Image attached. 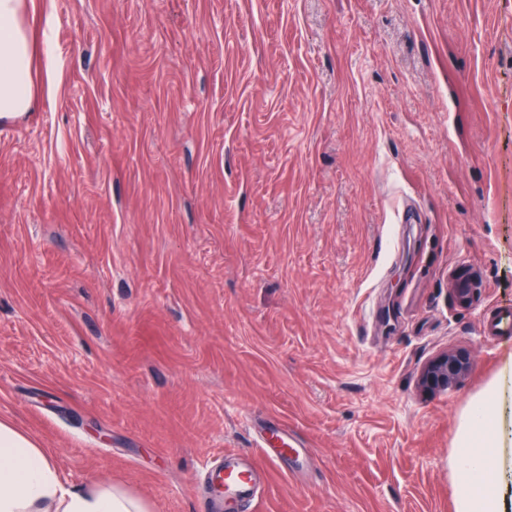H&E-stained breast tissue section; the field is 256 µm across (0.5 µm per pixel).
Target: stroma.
<instances>
[{"label": "stroma", "mask_w": 512, "mask_h": 512, "mask_svg": "<svg viewBox=\"0 0 512 512\" xmlns=\"http://www.w3.org/2000/svg\"><path fill=\"white\" fill-rule=\"evenodd\" d=\"M0 125V417L70 485L204 512L271 425L259 512H454L512 360V0H35ZM475 279L459 305L452 285ZM452 350L472 368L427 391ZM471 368L469 355L464 351H446L423 368L421 385L429 389L445 390L456 384Z\"/></svg>", "instance_id": "35a3bbf8"}]
</instances>
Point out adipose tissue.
Segmentation results:
<instances>
[{
	"label": "adipose tissue",
	"mask_w": 512,
	"mask_h": 512,
	"mask_svg": "<svg viewBox=\"0 0 512 512\" xmlns=\"http://www.w3.org/2000/svg\"><path fill=\"white\" fill-rule=\"evenodd\" d=\"M26 0H0V116L35 107L31 77L35 40L24 20ZM512 362L462 410L450 466L455 512H512V429L506 401ZM0 512H150L148 503L117 484H64L52 453L0 420Z\"/></svg>",
	"instance_id": "1"
}]
</instances>
